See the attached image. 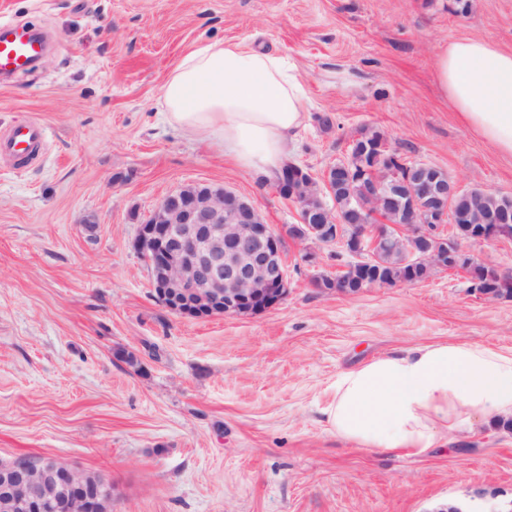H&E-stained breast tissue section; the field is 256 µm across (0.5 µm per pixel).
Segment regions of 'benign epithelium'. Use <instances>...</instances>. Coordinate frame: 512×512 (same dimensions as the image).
Returning <instances> with one entry per match:
<instances>
[{
	"label": "benign epithelium",
	"mask_w": 512,
	"mask_h": 512,
	"mask_svg": "<svg viewBox=\"0 0 512 512\" xmlns=\"http://www.w3.org/2000/svg\"><path fill=\"white\" fill-rule=\"evenodd\" d=\"M359 165L349 153L328 165L320 178L302 172L289 199L299 207V223L291 225L297 242L317 243L315 235L333 225L323 244L337 243L346 254L372 264L379 242L402 246L404 262L428 272L479 268L495 272L494 287L479 291L487 299L512 295V274L472 256L470 242L512 239V197L501 210L479 211L466 235L439 225L454 224L450 205L468 193L444 170L412 163L406 172L395 167L382 181L356 175L359 188L336 183V170ZM345 194L344 208L318 199ZM284 231L264 221L258 205L224 187L190 185L167 194L139 228L137 250L147 262L156 296L172 312L193 318L253 316L280 304L288 292ZM109 490L74 469L52 460L35 465L0 467V512H97Z\"/></svg>",
	"instance_id": "7a95c632"
}]
</instances>
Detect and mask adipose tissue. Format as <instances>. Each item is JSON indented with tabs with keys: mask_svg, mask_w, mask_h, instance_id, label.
<instances>
[{
	"mask_svg": "<svg viewBox=\"0 0 512 512\" xmlns=\"http://www.w3.org/2000/svg\"><path fill=\"white\" fill-rule=\"evenodd\" d=\"M436 78L463 122L512 155V51L463 37L437 58ZM307 91L288 57L238 42L201 44L168 75L165 117L218 138L242 169L276 175L306 118ZM325 410L341 439L421 455L472 417L512 416V355L467 343L405 348L340 373Z\"/></svg>",
	"mask_w": 512,
	"mask_h": 512,
	"instance_id": "obj_1",
	"label": "adipose tissue"
}]
</instances>
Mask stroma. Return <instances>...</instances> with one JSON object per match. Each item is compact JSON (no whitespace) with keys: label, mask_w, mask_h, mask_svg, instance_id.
<instances>
[{"label":"stroma","mask_w":512,"mask_h":512,"mask_svg":"<svg viewBox=\"0 0 512 512\" xmlns=\"http://www.w3.org/2000/svg\"><path fill=\"white\" fill-rule=\"evenodd\" d=\"M45 33L46 57L0 80V131L46 146L0 161V463L52 457L113 485L112 512H471L512 504V430L473 417L454 443L390 455L337 438L341 372L396 350L470 342L512 354V298L465 272L323 292L338 245L286 241L285 300L194 319L154 295L136 248L171 191L205 183L298 223L276 181L165 119L162 86L197 45L287 56L308 90L290 158L320 174L368 131L465 187L512 196V156L476 135L436 82L440 49H512V0H0V28ZM331 115L332 128L318 118ZM316 253L307 262V250ZM46 130L37 122L16 124L0 135V158L24 163L46 144Z\"/></svg>","instance_id":"35a3bbf8"}]
</instances>
